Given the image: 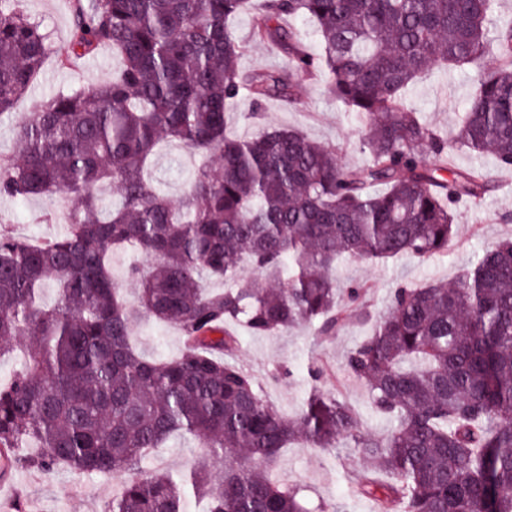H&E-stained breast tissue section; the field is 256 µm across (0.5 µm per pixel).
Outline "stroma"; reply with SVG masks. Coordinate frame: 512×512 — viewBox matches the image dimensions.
<instances>
[{"label": "stroma", "mask_w": 512, "mask_h": 512, "mask_svg": "<svg viewBox=\"0 0 512 512\" xmlns=\"http://www.w3.org/2000/svg\"><path fill=\"white\" fill-rule=\"evenodd\" d=\"M15 7L41 23L53 45L25 97L8 116L0 117V156L13 153L18 123L34 111L39 101L56 93L90 87L110 76L116 65L110 49L104 48L92 57L64 66L60 63L69 39L70 0H17ZM477 70L466 66L456 70H436L423 78L409 92L407 101L417 109L424 121L447 136H456L461 112L476 85ZM238 113L228 126L233 136L252 139L268 127L293 128L309 139L335 147L342 164L355 167L365 163L359 148L365 126L355 113L331 99L321 84L308 79L298 82V95L290 104L268 99L257 108V118L250 100L237 106ZM186 153L179 143L163 142L153 156L149 172L159 188L170 198L178 199L184 186L192 180L195 169L185 165ZM449 161L459 168L484 171L494 188L480 202L464 208L456 228V239L447 254L425 260L400 256L383 264H367L352 260L340 263L338 278L346 284L368 282L373 286L370 307L384 311L392 291L401 285H423L451 282L477 257L493 247L501 238L512 237V169L499 167L488 153L481 155L452 151ZM67 202L48 194L24 202L0 199V224H10L16 233L43 242L66 233L64 220L43 222L47 210L66 211ZM137 346L150 356H173L183 347L180 331L172 325H160L148 318L135 325ZM368 330L350 324L333 340L319 343L314 330L300 326L273 336L242 333L233 353L259 382L267 400L277 410L293 415L302 410L311 385L308 370L313 363L323 365L328 375L323 383L354 408L366 430L382 435L391 428L388 419L371 408L362 383L344 371L347 351ZM203 458L200 449L183 438H175L167 447L152 452L142 463L144 469L166 471L180 478L193 471ZM280 476L296 488L307 512H320L322 506L338 502L350 495L351 486L360 470L359 458L344 447L329 452L306 444L283 449L278 461ZM120 478L103 475H75L61 470L51 475L20 470L13 484L0 490V512H104L117 494Z\"/></svg>", "instance_id": "obj_1"}]
</instances>
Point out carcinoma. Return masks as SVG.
Returning a JSON list of instances; mask_svg holds the SVG:
<instances>
[{"label": "carcinoma", "instance_id": "1", "mask_svg": "<svg viewBox=\"0 0 512 512\" xmlns=\"http://www.w3.org/2000/svg\"><path fill=\"white\" fill-rule=\"evenodd\" d=\"M248 0H73L65 59L107 46L120 66L91 88L58 94L16 131L0 157V198L59 194L68 231L40 246L0 225V359L29 340L0 383V449L42 473L123 474L105 512H308L273 477L292 442L334 450L346 441L364 468L353 498L382 512H512V238L452 284L400 286L372 313L369 288L341 287L338 259L381 262L448 252L458 207L492 190L448 166V138L407 102L436 67L479 66L457 145L512 166V22L497 0H259L251 39L283 49L287 70L244 72L233 26ZM312 21L321 53L283 20ZM52 52L41 25L0 0V115L27 93ZM324 82L365 123L366 162L295 129L228 136L245 96L290 100L296 78ZM176 140L204 157L181 198L154 186L148 161ZM119 190L116 202L99 195ZM127 248L136 308L124 301L110 255ZM249 266L262 285L239 278ZM224 287L208 288L210 279ZM53 282L57 300L42 287ZM176 326L183 347L146 358L131 343L134 316ZM371 323L345 357L384 436L315 384L294 417L280 414L232 357L242 326L270 336L300 324L328 340ZM173 435L224 460L187 481L142 469Z\"/></svg>", "mask_w": 512, "mask_h": 512}]
</instances>
